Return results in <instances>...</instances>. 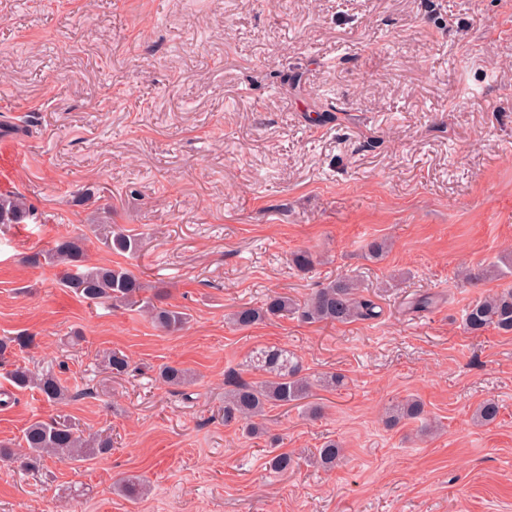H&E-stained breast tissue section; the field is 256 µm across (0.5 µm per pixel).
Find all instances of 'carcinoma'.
<instances>
[{
    "mask_svg": "<svg viewBox=\"0 0 512 512\" xmlns=\"http://www.w3.org/2000/svg\"><path fill=\"white\" fill-rule=\"evenodd\" d=\"M33 216V210L25 197L18 193H0V225L25 224ZM98 240L116 253H134L138 238L118 226L102 224L93 228ZM45 260L53 266H62L61 285L92 303H110L114 306L137 308L145 313L160 329L176 332L184 328V313L155 305L142 296L147 285L128 270L117 267L94 266L87 263L82 238L62 236L45 252ZM512 276V257L503 256L498 261L466 273L465 280L476 284L486 280H502ZM360 283L350 277L339 278L321 285L304 301L298 302L285 294L275 293L257 306H242L230 316V321L240 329L249 328L266 319L296 314L309 323L348 324L357 320H369L376 316L375 303L360 292ZM464 328L479 335L488 328L504 334H512V285L508 284L495 293L472 302L465 310ZM261 379L253 382H236L224 394V422L244 421L258 432V420L270 407H284L309 397L312 381L302 373L294 353L285 348H261L249 358ZM106 366L116 375L127 372L129 362L125 355L113 351L105 359ZM9 377L19 390L34 387L49 403H61L69 398L68 387L52 371L36 373L25 365H17L9 371ZM164 383L181 386L189 379L188 370L167 365L160 371ZM498 404L487 399L474 413L481 424L496 420ZM427 412L424 403L414 397H406L386 408V424L396 427L408 422L420 423L424 429ZM24 451L16 452L8 444H0V459L13 460L26 470L38 468L47 457L61 461L86 460L112 447L109 438L86 439L64 422L35 420L23 432ZM342 455V449L332 440L316 450L312 463L321 468H331ZM269 467L285 473L294 464L293 455L282 452L271 456ZM117 491L125 498L136 500L146 491V485L138 477L123 478Z\"/></svg>",
    "mask_w": 512,
    "mask_h": 512,
    "instance_id": "1",
    "label": "carcinoma"
}]
</instances>
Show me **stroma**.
Returning a JSON list of instances; mask_svg holds the SVG:
<instances>
[{"label": "stroma", "mask_w": 512, "mask_h": 512, "mask_svg": "<svg viewBox=\"0 0 512 512\" xmlns=\"http://www.w3.org/2000/svg\"><path fill=\"white\" fill-rule=\"evenodd\" d=\"M0 191L34 210L0 225V338L34 339L0 361V386L19 362L74 393L14 394L0 441L37 419L112 438L86 461L0 462V512H512V335L463 326L502 283L461 277L512 251V0H0ZM101 223L138 252L108 251ZM66 235L187 327L64 288L42 254ZM374 238L391 244L377 262ZM299 250L313 270L293 266ZM343 276L378 318L228 321ZM265 346L299 357L322 414L276 407L252 436L225 424L224 391L255 380ZM113 350L130 362L117 378L101 364ZM166 364L193 381L164 384ZM330 373L344 387L323 388ZM408 395L436 434L386 426ZM487 398L499 416L474 424ZM330 439L333 469L267 465ZM127 476L147 495H118ZM101 224L93 228L98 240L108 249L116 253H134L138 249V238L117 225Z\"/></svg>", "instance_id": "35a3bbf8"}]
</instances>
